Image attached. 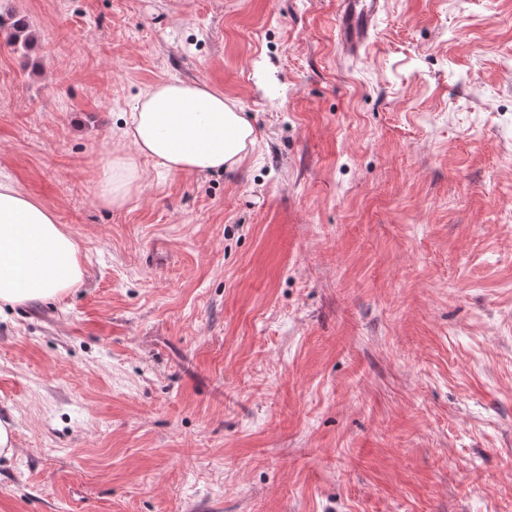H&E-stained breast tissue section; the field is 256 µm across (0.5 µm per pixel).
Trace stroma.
I'll return each instance as SVG.
<instances>
[{
	"label": "stroma",
	"instance_id": "obj_1",
	"mask_svg": "<svg viewBox=\"0 0 512 512\" xmlns=\"http://www.w3.org/2000/svg\"><path fill=\"white\" fill-rule=\"evenodd\" d=\"M0 0V174L85 278L0 308V512H512V0ZM234 168L94 178L141 90ZM337 34L341 50L358 57L372 46L375 20L382 0H340ZM0 28L9 30L8 39L10 44L18 48H28L30 35L28 32V23L25 19L15 18L12 14H7L6 18L1 15ZM224 94L207 84L158 82L144 90L124 122L134 153L108 152L97 178L98 199L121 207L140 187L141 158L172 174L227 170L254 147L253 125Z\"/></svg>",
	"mask_w": 512,
	"mask_h": 512
}]
</instances>
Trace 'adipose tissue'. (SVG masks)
Instances as JSON below:
<instances>
[{"label":"adipose tissue","instance_id":"1","mask_svg":"<svg viewBox=\"0 0 512 512\" xmlns=\"http://www.w3.org/2000/svg\"><path fill=\"white\" fill-rule=\"evenodd\" d=\"M122 136L131 153H109L97 178L104 205H125L138 190L141 159L172 174L227 170L254 147L253 125L207 84L167 80L144 90ZM80 249L55 213L0 177V303L57 299L84 280Z\"/></svg>","mask_w":512,"mask_h":512}]
</instances>
